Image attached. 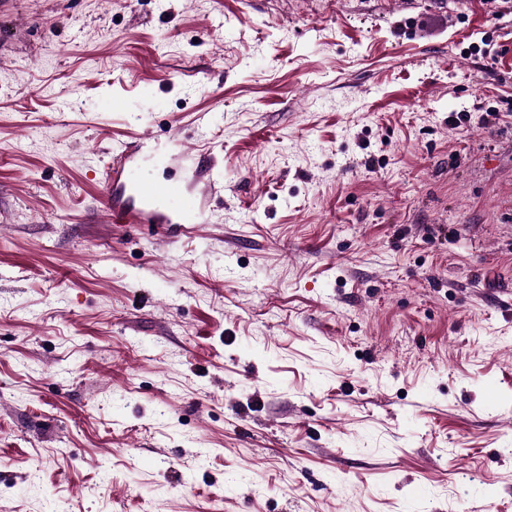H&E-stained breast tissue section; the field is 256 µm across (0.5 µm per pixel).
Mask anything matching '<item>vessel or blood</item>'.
Wrapping results in <instances>:
<instances>
[{
	"instance_id": "obj_1",
	"label": "vessel or blood",
	"mask_w": 512,
	"mask_h": 512,
	"mask_svg": "<svg viewBox=\"0 0 512 512\" xmlns=\"http://www.w3.org/2000/svg\"><path fill=\"white\" fill-rule=\"evenodd\" d=\"M102 203L120 224H198L202 221L200 205L187 202L168 212L159 209L164 200L181 198L183 190L176 183L136 181L126 162H114L104 174Z\"/></svg>"
}]
</instances>
